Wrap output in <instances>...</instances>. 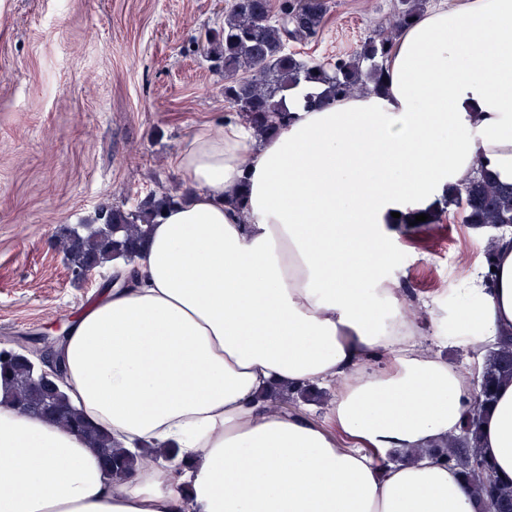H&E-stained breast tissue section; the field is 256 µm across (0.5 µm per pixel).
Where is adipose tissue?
Wrapping results in <instances>:
<instances>
[{"mask_svg": "<svg viewBox=\"0 0 512 512\" xmlns=\"http://www.w3.org/2000/svg\"><path fill=\"white\" fill-rule=\"evenodd\" d=\"M312 91L288 89L275 135L235 116L192 133L174 158L186 199L112 263L136 285L100 294L58 347L72 402L139 450L135 468L109 476L0 389V512H479L430 455L473 407L468 374L409 317L383 227L439 210L477 165L512 183V0L421 15L380 91L309 110ZM493 262L444 317L476 359L512 333V227ZM308 386L331 392L327 425L271 407ZM480 424L511 482L512 382Z\"/></svg>", "mask_w": 512, "mask_h": 512, "instance_id": "1", "label": "adipose tissue"}]
</instances>
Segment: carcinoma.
Segmentation results:
<instances>
[{
	"instance_id": "carcinoma-1",
	"label": "carcinoma",
	"mask_w": 512,
	"mask_h": 512,
	"mask_svg": "<svg viewBox=\"0 0 512 512\" xmlns=\"http://www.w3.org/2000/svg\"><path fill=\"white\" fill-rule=\"evenodd\" d=\"M330 10V0H284L273 10L271 0H234L224 16L222 37L207 52L224 63V100L240 117L260 132L273 135L288 119L284 92L300 80L325 86L323 94L308 98V106L340 101L369 88L383 86L386 62L399 33L424 12L423 0H397L390 31L382 28L367 35L349 56L308 63L288 50V42L315 35ZM171 193L152 194L134 208L115 206L98 216L103 227L80 234L73 230L64 241L72 274L85 278L88 267H100L119 255L132 257L144 243L146 224H153L164 207L178 202ZM448 204L460 209L464 223L478 228L512 225V184L492 181L485 173L452 190ZM36 371L26 354L11 349L0 361V384L7 388L16 408L63 425L96 449L104 469L124 472L133 459L117 449L112 438L72 406L58 384H35ZM512 381V335L503 337L487 359L475 385V411L467 417L461 435L448 438L433 457L455 467L475 485L480 503L489 509L512 512V483L494 478L478 449L479 418L495 398L496 387Z\"/></svg>"
}]
</instances>
